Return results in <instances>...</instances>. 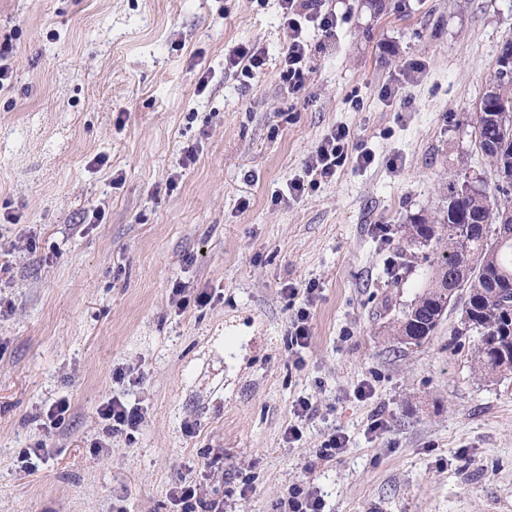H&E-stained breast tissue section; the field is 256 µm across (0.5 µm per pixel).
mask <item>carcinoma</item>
I'll return each instance as SVG.
<instances>
[{
    "mask_svg": "<svg viewBox=\"0 0 512 512\" xmlns=\"http://www.w3.org/2000/svg\"><path fill=\"white\" fill-rule=\"evenodd\" d=\"M477 149L495 172L494 192L471 188L453 175L442 204L404 230L407 246L446 241L432 258L431 279L394 325L400 343L418 345L434 335L450 303L461 306L453 336H475L471 360L483 377L512 372V238L499 235L501 215L512 211V66L496 68L474 113Z\"/></svg>",
    "mask_w": 512,
    "mask_h": 512,
    "instance_id": "cac0c4a2",
    "label": "carcinoma"
}]
</instances>
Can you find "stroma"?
<instances>
[{
  "instance_id": "obj_1",
  "label": "stroma",
  "mask_w": 512,
  "mask_h": 512,
  "mask_svg": "<svg viewBox=\"0 0 512 512\" xmlns=\"http://www.w3.org/2000/svg\"><path fill=\"white\" fill-rule=\"evenodd\" d=\"M385 3L324 0L336 33L292 95L279 0H0V213L16 218L0 222V512H174L181 479L224 512H280L297 485L326 512H512V374L474 372L456 307L421 344L390 334L430 275L402 253L405 225L451 175L495 182L472 119L512 0ZM248 41L266 51L254 75L225 62ZM339 126L372 164L288 198ZM310 282L298 367L288 326L305 304L282 290ZM128 367L141 383L113 379ZM115 394L147 409L131 437L96 414ZM336 430L346 452L319 459Z\"/></svg>"
}]
</instances>
